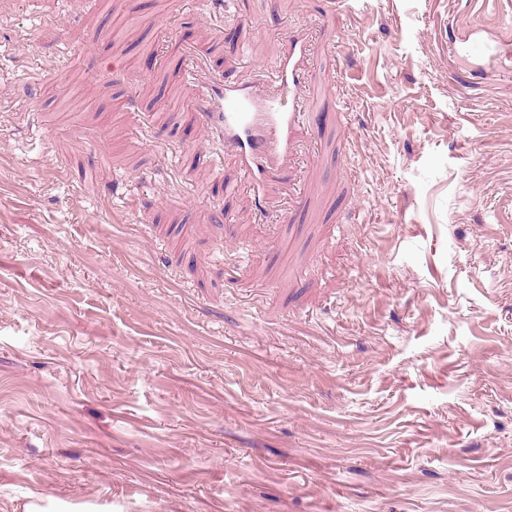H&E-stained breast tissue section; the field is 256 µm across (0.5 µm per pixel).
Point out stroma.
I'll list each match as a JSON object with an SVG mask.
<instances>
[{"label":"stroma","mask_w":512,"mask_h":512,"mask_svg":"<svg viewBox=\"0 0 512 512\" xmlns=\"http://www.w3.org/2000/svg\"><path fill=\"white\" fill-rule=\"evenodd\" d=\"M29 2L0 512H512V0ZM296 26L344 89L259 200L172 103L190 60L269 81Z\"/></svg>","instance_id":"stroma-1"}]
</instances>
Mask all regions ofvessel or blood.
<instances>
[{"label":"vessel or blood","mask_w":512,"mask_h":512,"mask_svg":"<svg viewBox=\"0 0 512 512\" xmlns=\"http://www.w3.org/2000/svg\"><path fill=\"white\" fill-rule=\"evenodd\" d=\"M310 68V40L306 31L297 29L289 32L288 49L272 67L274 90L195 76L188 83L185 111L196 118L204 139H217L236 153L255 193L271 188L276 165L294 151L305 112L331 89L328 75L304 82Z\"/></svg>","instance_id":"obj_1"}]
</instances>
